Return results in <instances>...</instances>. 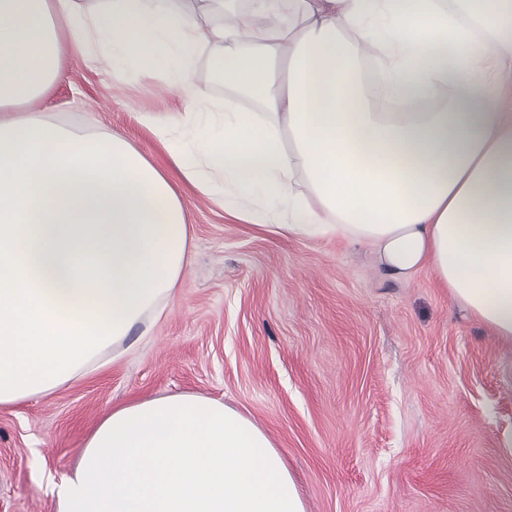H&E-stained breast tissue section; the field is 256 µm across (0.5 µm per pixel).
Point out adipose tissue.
I'll use <instances>...</instances> for the list:
<instances>
[{
  "instance_id": "1",
  "label": "adipose tissue",
  "mask_w": 512,
  "mask_h": 512,
  "mask_svg": "<svg viewBox=\"0 0 512 512\" xmlns=\"http://www.w3.org/2000/svg\"><path fill=\"white\" fill-rule=\"evenodd\" d=\"M0 0V407L47 397L161 319L184 207L120 135L33 110L61 25L113 70L177 72L189 108L140 113L182 181L239 221L429 270L512 342V0ZM233 100L193 86L199 50ZM56 512H305L264 430L197 394L112 409Z\"/></svg>"
}]
</instances>
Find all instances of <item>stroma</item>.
Here are the masks:
<instances>
[{"label": "stroma", "instance_id": "35a3bbf8", "mask_svg": "<svg viewBox=\"0 0 512 512\" xmlns=\"http://www.w3.org/2000/svg\"><path fill=\"white\" fill-rule=\"evenodd\" d=\"M66 50L37 102L49 122L123 134L167 159L137 113L183 111L170 73ZM190 263L128 350L53 395L0 408V512H56L53 488L112 408L200 394L260 426L306 512H512V345L430 272L394 280L367 249L232 218L182 180Z\"/></svg>", "mask_w": 512, "mask_h": 512}]
</instances>
